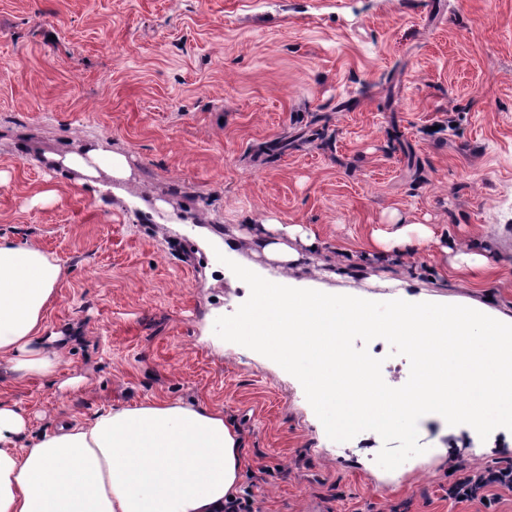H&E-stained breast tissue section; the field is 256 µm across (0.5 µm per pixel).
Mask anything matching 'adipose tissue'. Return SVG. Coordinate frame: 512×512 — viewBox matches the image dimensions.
<instances>
[{"mask_svg": "<svg viewBox=\"0 0 512 512\" xmlns=\"http://www.w3.org/2000/svg\"><path fill=\"white\" fill-rule=\"evenodd\" d=\"M48 160L86 177L131 173L125 155L97 144ZM62 276L37 244L0 237V362L15 381L60 365L45 334ZM26 428L23 411L0 400V512H221L240 479L238 432L201 405L114 406L16 447Z\"/></svg>", "mask_w": 512, "mask_h": 512, "instance_id": "ef3b65f1", "label": "adipose tissue"}]
</instances>
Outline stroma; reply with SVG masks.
I'll return each mask as SVG.
<instances>
[{
	"mask_svg": "<svg viewBox=\"0 0 512 512\" xmlns=\"http://www.w3.org/2000/svg\"><path fill=\"white\" fill-rule=\"evenodd\" d=\"M89 142L130 178L46 167ZM0 171V236L65 271L57 374L0 375L19 446L168 398L237 428L261 512H512L505 489L448 496L512 460V431L423 418L425 453L386 471L378 434L330 440L294 376L214 332L250 294L231 260L512 317V0H0ZM266 218L288 269L250 238ZM403 222L428 238L376 240Z\"/></svg>",
	"mask_w": 512,
	"mask_h": 512,
	"instance_id": "obj_1",
	"label": "stroma"
}]
</instances>
